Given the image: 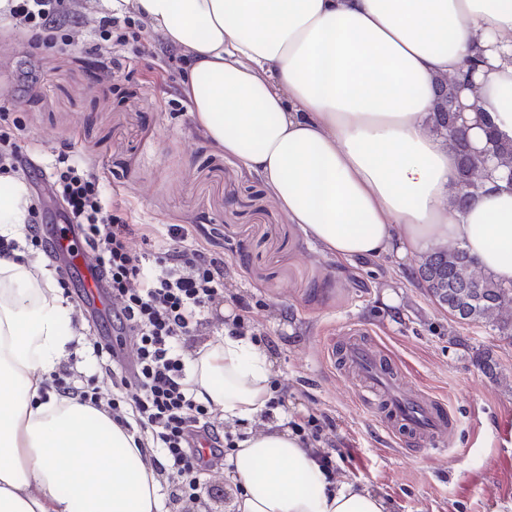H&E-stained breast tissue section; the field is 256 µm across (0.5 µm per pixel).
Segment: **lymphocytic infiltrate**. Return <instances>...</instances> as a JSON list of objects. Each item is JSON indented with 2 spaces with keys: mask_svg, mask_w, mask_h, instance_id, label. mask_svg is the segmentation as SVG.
Here are the masks:
<instances>
[{
  "mask_svg": "<svg viewBox=\"0 0 512 512\" xmlns=\"http://www.w3.org/2000/svg\"><path fill=\"white\" fill-rule=\"evenodd\" d=\"M0 21L34 34L60 33L75 44L83 14L79 0H8ZM0 172L16 173L28 190L47 187L62 208L64 223L77 226L96 255L100 281L112 298L114 343L98 345L107 354L99 384L88 389L67 382L66 370L53 376L54 389L105 411L114 421L138 431V445L174 499H194L201 474L223 463L235 447L213 410L198 402L185 384V360L194 352L190 335L216 314L226 297L224 260L181 224L159 232L152 224H127L118 213L126 202L94 173L83 157L67 151L41 169L9 136L0 135ZM165 235L157 256L137 251L134 240L149 244ZM112 385L106 395L103 385ZM326 414L292 422L301 440L318 446L327 474L336 464L326 449Z\"/></svg>",
  "mask_w": 512,
  "mask_h": 512,
  "instance_id": "obj_1",
  "label": "lymphocytic infiltrate"
}]
</instances>
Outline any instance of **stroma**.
Segmentation results:
<instances>
[{"label":"stroma","instance_id":"35a3bbf8","mask_svg":"<svg viewBox=\"0 0 512 512\" xmlns=\"http://www.w3.org/2000/svg\"><path fill=\"white\" fill-rule=\"evenodd\" d=\"M104 65L106 84L95 79ZM183 66L140 21L100 56L0 25V85L17 89L0 96V125L22 126L18 145H37L41 162L65 145L91 161L129 202V223L192 225L223 255L227 288L256 304L289 410L332 417L337 480L379 489L393 512H512V338L456 323L428 296L418 259L339 265L310 244L261 180L198 131ZM349 324L371 331L410 386L447 400L449 442L415 455L392 445L336 361ZM485 351L498 377L476 367ZM161 495L163 512H233L236 491L218 470L201 477L194 502Z\"/></svg>","mask_w":512,"mask_h":512}]
</instances>
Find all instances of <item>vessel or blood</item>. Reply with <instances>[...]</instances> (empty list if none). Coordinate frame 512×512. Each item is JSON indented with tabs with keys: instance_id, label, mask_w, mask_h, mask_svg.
<instances>
[{
	"instance_id": "obj_1",
	"label": "vessel or blood",
	"mask_w": 512,
	"mask_h": 512,
	"mask_svg": "<svg viewBox=\"0 0 512 512\" xmlns=\"http://www.w3.org/2000/svg\"><path fill=\"white\" fill-rule=\"evenodd\" d=\"M54 246L60 258L78 255L84 293L88 299H100L97 264L88 248H76L74 228L56 227ZM338 359L348 374L364 381L372 395L369 408L404 451L416 454L430 444L447 443L452 437L453 421L444 402L410 388L400 379L398 362L372 342L365 327L352 325L345 330Z\"/></svg>"
}]
</instances>
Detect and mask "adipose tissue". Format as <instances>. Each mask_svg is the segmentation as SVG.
Listing matches in <instances>:
<instances>
[{
    "mask_svg": "<svg viewBox=\"0 0 512 512\" xmlns=\"http://www.w3.org/2000/svg\"><path fill=\"white\" fill-rule=\"evenodd\" d=\"M187 60L199 131L257 174L289 223L335 262L450 242L512 285V181L489 172L464 210L448 137L430 132L439 79L484 57L480 113L512 140V0H106ZM29 192L0 196V235L24 242ZM48 270L0 257V512H160V478L135 436L49 383L73 341ZM273 364L248 336L216 335L187 361L195 398L228 431L235 512H390L378 490L328 482L271 408Z\"/></svg>",
    "mask_w": 512,
    "mask_h": 512,
    "instance_id": "obj_1",
    "label": "adipose tissue"
}]
</instances>
